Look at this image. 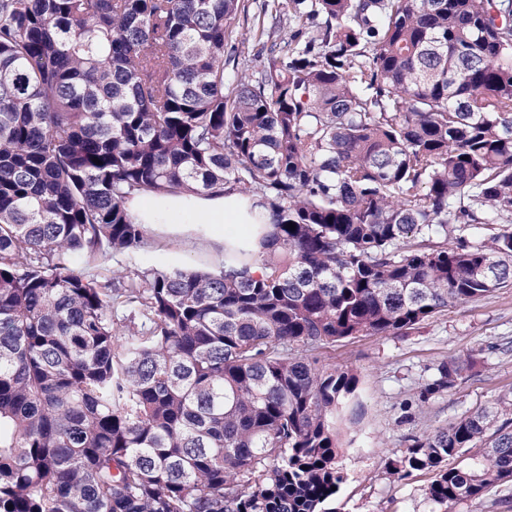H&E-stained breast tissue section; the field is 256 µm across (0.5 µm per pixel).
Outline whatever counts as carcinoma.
<instances>
[{
    "instance_id": "1",
    "label": "carcinoma",
    "mask_w": 512,
    "mask_h": 512,
    "mask_svg": "<svg viewBox=\"0 0 512 512\" xmlns=\"http://www.w3.org/2000/svg\"><path fill=\"white\" fill-rule=\"evenodd\" d=\"M242 14L0 0V512H332L358 379L316 352L512 288V231L452 228L512 223V0H266L231 80ZM231 192L257 250L97 271L144 247L134 195ZM414 471L445 507L512 478V395Z\"/></svg>"
}]
</instances>
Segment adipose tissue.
<instances>
[{"label": "adipose tissue", "mask_w": 512, "mask_h": 512, "mask_svg": "<svg viewBox=\"0 0 512 512\" xmlns=\"http://www.w3.org/2000/svg\"><path fill=\"white\" fill-rule=\"evenodd\" d=\"M128 209L140 224H220L225 245L240 243L236 226L259 223L261 207L255 200L238 193L219 196L177 195L133 196Z\"/></svg>", "instance_id": "obj_1"}]
</instances>
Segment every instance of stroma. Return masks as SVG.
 Returning <instances> with one entry per match:
<instances>
[{"instance_id": "stroma-1", "label": "stroma", "mask_w": 512, "mask_h": 512, "mask_svg": "<svg viewBox=\"0 0 512 512\" xmlns=\"http://www.w3.org/2000/svg\"><path fill=\"white\" fill-rule=\"evenodd\" d=\"M142 268L217 266L224 239L211 224H151ZM324 364H346L358 375L359 422L348 429L339 466L345 480L336 512H430L432 476L387 472L412 440L455 422L469 410L512 393V288L458 304L408 333L360 336L319 351ZM474 358L449 392L418 405L421 387L441 361Z\"/></svg>"}]
</instances>
